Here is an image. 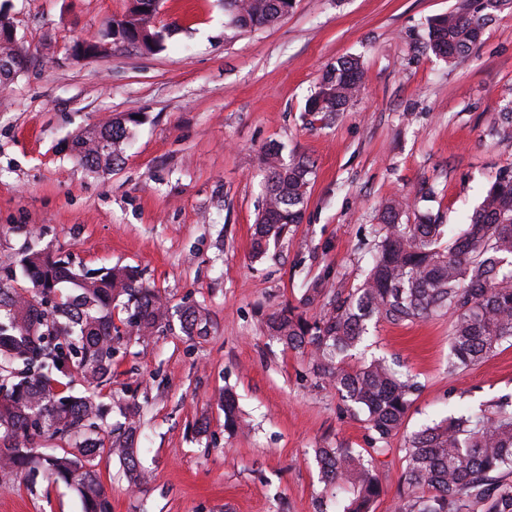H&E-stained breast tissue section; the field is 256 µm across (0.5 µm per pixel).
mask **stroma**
<instances>
[{
	"label": "stroma",
	"mask_w": 512,
	"mask_h": 512,
	"mask_svg": "<svg viewBox=\"0 0 512 512\" xmlns=\"http://www.w3.org/2000/svg\"><path fill=\"white\" fill-rule=\"evenodd\" d=\"M461 0H293L275 26L230 27L222 0H162L163 50L117 45L77 57L130 0H0L26 66L0 92V276L30 243L84 267L138 269L170 306L208 314L206 337L180 329L125 340L112 388L140 406L130 486L115 458L97 470L111 512H317L314 449L371 447V433L308 357L267 336L265 320L306 316L307 284L355 288L377 214L389 197L461 228L512 143L493 131L512 105V5L478 45L447 63L427 50L429 21ZM361 57L359 98L336 116L307 112L322 71ZM130 112L142 120L122 162L93 172L73 137ZM304 157L312 174L302 224L252 256L265 194V152ZM450 323L437 317L371 329L361 359L400 361L421 389L379 463L394 512L403 448L428 422L512 396V345L449 371ZM231 389L249 430L224 429ZM0 512H82L74 491L45 478L0 480Z\"/></svg>",
	"instance_id": "obj_1"
}]
</instances>
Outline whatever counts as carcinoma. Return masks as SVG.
<instances>
[{"label": "carcinoma", "mask_w": 512, "mask_h": 512, "mask_svg": "<svg viewBox=\"0 0 512 512\" xmlns=\"http://www.w3.org/2000/svg\"><path fill=\"white\" fill-rule=\"evenodd\" d=\"M152 0H131L127 13L112 20L127 44L141 40L152 53L168 32L154 24ZM512 0H465L435 17L428 48L448 63L467 55L481 40L495 13ZM293 0H224L229 23L259 29L278 23ZM13 29L0 11V57L17 51L3 37ZM362 90V63L340 58L321 75L307 110L341 112ZM135 114L76 135L72 150L89 169L110 168L123 159ZM310 166L302 158L286 163L279 149L266 152L265 203L253 233V255L267 253L288 226L304 214ZM446 225L431 212L412 209L402 196L384 204L363 281L344 292L313 283L304 302L322 303L309 319L288 307L265 322L269 336L285 348L309 354L312 373L331 385L346 409L364 416L384 440L402 426L419 385L381 357L352 365L371 324H412L448 316V371L482 362L505 343L512 345V166L492 177L465 227L444 240ZM124 297V316L112 303ZM189 337L207 335L208 314L186 304L179 315ZM170 324L167 301L138 270L115 265L77 270L67 255L29 248L21 273L0 278V476L43 473L81 499L84 512H109L94 460L115 456L129 483L146 481L137 460L140 424L125 394L99 399L94 391L112 383L120 341L148 339ZM85 392H75V386ZM224 428L244 427L234 393H220ZM117 413L124 422L105 429ZM60 440L67 447L37 451V441ZM403 494L395 512H512V398L483 403L424 426L403 448ZM323 494L318 512H371L383 494L377 473L381 448H315Z\"/></svg>", "instance_id": "1"}]
</instances>
